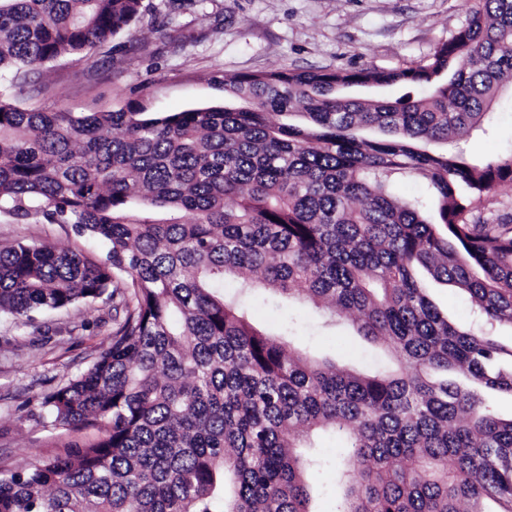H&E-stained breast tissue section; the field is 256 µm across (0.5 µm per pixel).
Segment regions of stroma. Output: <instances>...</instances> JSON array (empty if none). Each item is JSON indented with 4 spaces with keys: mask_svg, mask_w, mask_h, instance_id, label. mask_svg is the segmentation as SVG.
Returning <instances> with one entry per match:
<instances>
[{
    "mask_svg": "<svg viewBox=\"0 0 512 512\" xmlns=\"http://www.w3.org/2000/svg\"><path fill=\"white\" fill-rule=\"evenodd\" d=\"M131 26L90 60L62 57L31 70L16 103L24 109L77 114L117 111L141 102L153 112L223 105L228 75L288 69H403L428 58L466 19L463 0H145ZM470 158L512 151V91L492 108L486 131L457 144ZM36 240L60 248L82 244L71 225L17 223L0 218V244ZM429 299L461 328L473 319L461 290L426 279ZM254 325L290 331L318 358L344 349L362 354L359 370L383 361L379 347L346 319L329 324L314 306L270 291L244 292L225 280ZM112 340V305L77 304L23 326L0 320V465L24 467L38 455L96 441L95 429L43 427L42 396L85 370Z\"/></svg>",
    "mask_w": 512,
    "mask_h": 512,
    "instance_id": "35a3bbf8",
    "label": "stroma"
}]
</instances>
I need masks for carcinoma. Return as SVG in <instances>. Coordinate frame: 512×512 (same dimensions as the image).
<instances>
[{"instance_id": "obj_1", "label": "carcinoma", "mask_w": 512, "mask_h": 512, "mask_svg": "<svg viewBox=\"0 0 512 512\" xmlns=\"http://www.w3.org/2000/svg\"><path fill=\"white\" fill-rule=\"evenodd\" d=\"M432 56L398 70L224 78L228 103L76 116L0 92V216L106 245H0V318L110 300L115 328L40 403L93 444L0 468V512H314L303 456L330 429L336 512H512V217L474 204L512 185V153L439 152L512 88V0H470ZM142 0H0V70L85 59ZM423 86L389 98L352 87ZM374 130L378 136L362 133ZM422 180L433 211L393 194ZM469 295L441 314L418 279ZM278 293L347 318L392 367L371 374L255 329L219 291Z\"/></svg>"}]
</instances>
